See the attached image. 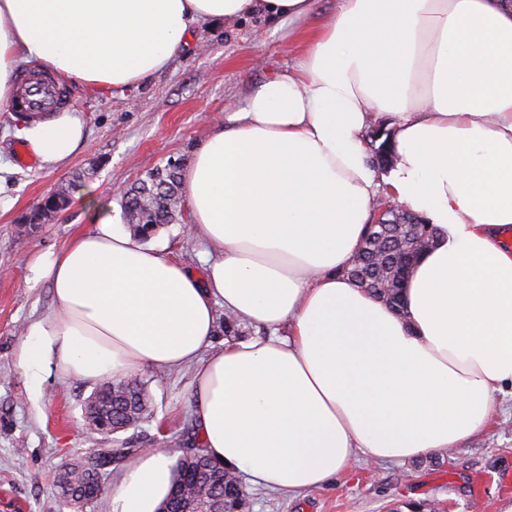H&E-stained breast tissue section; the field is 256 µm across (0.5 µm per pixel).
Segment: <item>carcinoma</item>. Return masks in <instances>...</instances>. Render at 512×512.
<instances>
[{
	"label": "carcinoma",
	"mask_w": 512,
	"mask_h": 512,
	"mask_svg": "<svg viewBox=\"0 0 512 512\" xmlns=\"http://www.w3.org/2000/svg\"><path fill=\"white\" fill-rule=\"evenodd\" d=\"M370 146L381 140L380 148L376 149L375 160L380 167L387 166L394 158L395 146L387 137L383 126L379 125L366 133ZM69 188L64 186L46 197L37 207L35 217L37 223L49 219V216L61 211L66 203ZM180 167L167 164L158 168L141 180L136 186L124 194V219L133 233L150 236L157 229L176 219L181 205ZM413 237L429 244L437 235L436 229L417 216L411 225ZM397 248L395 236L381 229L368 228L363 236L359 253L360 262L353 263L345 274L360 287L376 297L385 298L390 306L400 307L401 292L398 268L392 263V255ZM149 396L144 383L137 379L127 378L103 382L88 398L86 408L96 413L89 425L101 434L112 435L125 432L140 425L148 411ZM136 452L134 448H97L92 451L93 457L84 458L73 464L68 473L76 474L70 485H65V476H60L59 488L61 496L66 491L75 492L78 486L95 478L100 468L112 467L115 462ZM178 477L185 482L198 483V492L188 494L176 502V512H201L204 505L214 507L219 504L217 498L224 497L225 512H244L246 493L235 473L226 469L219 471L210 458L182 456L176 463Z\"/></svg>",
	"instance_id": "cac0c4a2"
}]
</instances>
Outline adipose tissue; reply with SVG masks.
<instances>
[{
    "mask_svg": "<svg viewBox=\"0 0 512 512\" xmlns=\"http://www.w3.org/2000/svg\"><path fill=\"white\" fill-rule=\"evenodd\" d=\"M0 0V112L20 72L109 94L149 83L203 21L292 26L295 67L260 83L199 143L182 178L197 274L118 230H90L30 266L54 312L21 366L65 379L192 367V413L213 460L252 483L324 486L357 453L408 459L488 425L512 384V0ZM390 119L396 155L362 134ZM84 120H20L42 169L65 168ZM439 235L394 311L345 276L380 192ZM268 331L216 347V311ZM287 337H280V327ZM176 461L152 448L108 489L110 512H158Z\"/></svg>",
    "mask_w": 512,
    "mask_h": 512,
    "instance_id": "adipose-tissue-1",
    "label": "adipose tissue"
}]
</instances>
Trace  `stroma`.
<instances>
[{
	"instance_id": "35a3bbf8",
	"label": "stroma",
	"mask_w": 512,
	"mask_h": 512,
	"mask_svg": "<svg viewBox=\"0 0 512 512\" xmlns=\"http://www.w3.org/2000/svg\"><path fill=\"white\" fill-rule=\"evenodd\" d=\"M298 54L283 31L258 20L202 22L189 49L146 85L116 97L68 86L71 109L84 115L86 137L57 172L23 163L12 116L0 112V162L13 168L0 193L14 201L0 212V512H73L56 479L90 449L123 443L178 455L196 441L188 368L138 370L155 419L110 436L85 422L93 384L62 380L50 366L42 372L39 394H32L17 352L24 329L50 314L54 303L49 283L31 280L30 265L89 228L88 196L122 222L127 188L167 163L187 165L208 128ZM61 186L70 189L68 207L49 223L32 224L42 197ZM155 239L170 257L203 271L188 214L162 226ZM245 489L246 512H392L408 503L433 512H505L512 505V386L495 394L487 428L458 448L408 460L377 461L361 453L349 469L313 490L279 493L250 483Z\"/></svg>"
}]
</instances>
